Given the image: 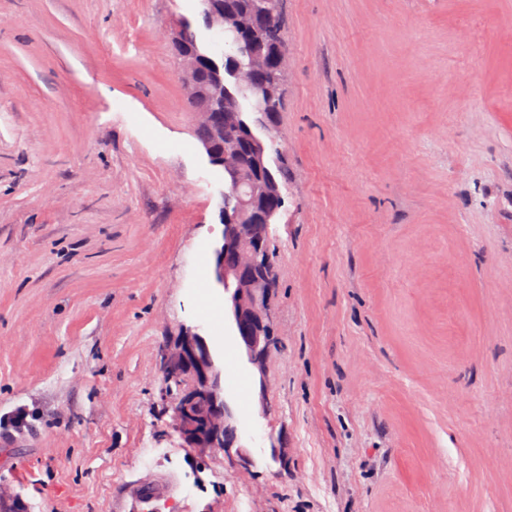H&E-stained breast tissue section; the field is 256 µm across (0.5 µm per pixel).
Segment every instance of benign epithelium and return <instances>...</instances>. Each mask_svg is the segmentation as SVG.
<instances>
[{
    "label": "benign epithelium",
    "instance_id": "1",
    "mask_svg": "<svg viewBox=\"0 0 512 512\" xmlns=\"http://www.w3.org/2000/svg\"><path fill=\"white\" fill-rule=\"evenodd\" d=\"M199 4L209 30L224 35V2L199 0ZM237 41L239 52L249 62L265 47L273 52L275 78L282 79L288 57L279 44L259 45L251 28L237 31ZM183 62L186 71L197 74L207 69L217 86L224 85L222 64L205 50L198 47L183 50ZM186 87L196 102L199 139L209 160L226 166L232 187L223 200V237L214 252L215 278L224 288V321L238 350L263 386L274 342L267 280L269 229L284 200L278 193L262 139L250 128L247 129L252 148L250 164L256 175L244 177L237 149L224 142V114L217 109L224 105V95L207 92L191 80L186 81ZM160 361L165 376L177 374L184 379V389L172 411L171 427L185 446L201 456L221 450L234 458L238 466L249 468L238 416L224 397V366L206 337L195 327H181L162 346Z\"/></svg>",
    "mask_w": 512,
    "mask_h": 512
}]
</instances>
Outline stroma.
I'll list each match as a JSON object with an SVG mask.
<instances>
[{"label": "stroma", "instance_id": "obj_1", "mask_svg": "<svg viewBox=\"0 0 512 512\" xmlns=\"http://www.w3.org/2000/svg\"><path fill=\"white\" fill-rule=\"evenodd\" d=\"M281 16L262 418L214 273L228 177L169 43L198 0H0L11 512H512V0ZM184 325L224 360L250 472L169 426L157 354Z\"/></svg>", "mask_w": 512, "mask_h": 512}]
</instances>
